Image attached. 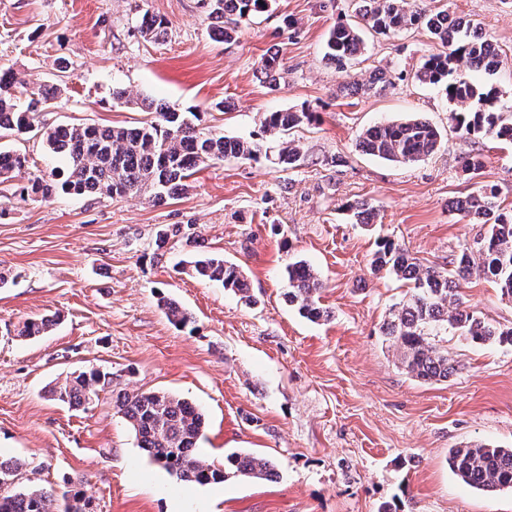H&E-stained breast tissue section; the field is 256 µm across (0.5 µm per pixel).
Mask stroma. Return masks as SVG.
<instances>
[{"label":"stroma","mask_w":512,"mask_h":512,"mask_svg":"<svg viewBox=\"0 0 512 512\" xmlns=\"http://www.w3.org/2000/svg\"><path fill=\"white\" fill-rule=\"evenodd\" d=\"M207 0H0V67L31 87L50 83L70 62L67 89L36 123L137 126L151 115L113 102L114 86L195 116L198 127L271 146L263 113L307 109L294 136L295 167L272 159L203 164L193 187L164 205L131 197L21 196L28 176L63 171L62 157L24 134L0 139L23 154L24 174L0 183V458L26 461L14 487L79 489L95 512H512V488L486 493L463 484L448 451L471 443L512 448V349L476 345L458 332L440 345L461 364L445 382L406 374L380 327L407 287L372 273L380 239L391 238L421 264L450 268L477 225L450 203L494 190L512 209V146L464 138L443 88L409 76L437 51L424 29L368 37L365 59L341 73L325 64L337 22H354L352 0H272L268 12L238 21L233 41L217 39ZM474 21L502 51L497 71L474 73L512 112V0H426ZM167 23L146 41L143 14ZM280 52L277 86L260 75ZM383 69L393 87L354 97L346 83ZM416 116L437 126L442 148L401 164L358 152L370 126ZM478 153V175L462 156ZM357 202L376 210L355 223ZM170 224L190 237L163 249ZM195 254L237 264L249 299L183 268ZM302 261L324 283L326 320L288 305L287 269ZM193 316L170 323L160 297ZM468 310L512 327V303L473 276L462 288ZM59 314L43 336L22 338L23 322ZM112 374L111 390L70 406L50 388L75 371ZM166 391L205 417L198 454L223 462L249 451L268 457L275 481L232 478L186 484L155 464L118 414L113 391Z\"/></svg>","instance_id":"1"}]
</instances>
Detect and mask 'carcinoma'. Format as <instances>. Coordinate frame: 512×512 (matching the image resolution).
I'll return each instance as SVG.
<instances>
[{
	"instance_id": "cac0c4a2",
	"label": "carcinoma",
	"mask_w": 512,
	"mask_h": 512,
	"mask_svg": "<svg viewBox=\"0 0 512 512\" xmlns=\"http://www.w3.org/2000/svg\"><path fill=\"white\" fill-rule=\"evenodd\" d=\"M270 0H209L208 19L212 30L226 41L236 34V23L267 10ZM358 23H338L329 32L323 60L345 71L364 55L365 35L386 36L413 28L427 30L440 49L422 58L413 73L420 83L442 85L448 100L458 105L452 113L460 136L493 138L512 143V117L498 111L497 91L479 86L470 71L494 72L501 64V51L471 20L453 16L446 10L433 12L419 7V0H358ZM141 36L157 40L166 34L165 22L146 15L139 24ZM284 71L277 53L264 57L260 72L270 85L277 84ZM390 83L387 73L377 69L367 85L353 81L347 91L356 95L364 89ZM61 89L55 85L30 88L10 70L0 69V136L23 135L33 131L36 114L54 105ZM112 99L155 114L153 120L134 128L67 124L50 127L42 139L52 153L65 155L63 176L51 172L27 179L29 196L49 198L60 192L93 194L100 197H139L164 204L190 188L189 179L201 164L224 159H255L262 146L256 142L220 133L203 132L182 113L162 103L138 102L128 89H112ZM311 114L301 111L266 112L261 119L264 134L285 136ZM441 132L430 122L412 117L381 123L362 132L356 143L359 151L397 163H414L438 151ZM300 148L287 141L277 154V164L292 167ZM25 156L0 150V178L9 180L26 167ZM494 192L481 191L452 202L455 210L480 230L452 260V268L425 267L390 238L381 240L371 266L385 270L411 285L408 299L392 308L381 326L399 351L400 364L413 378L446 381L460 370L458 362L430 342V337L448 328L460 332L475 344H495L512 348V327L501 328L462 308L461 288L477 273L492 282L500 298L512 302V214L500 211ZM201 279L219 282L241 294L246 284L238 267L218 256L195 257L187 262ZM288 305L300 315L317 322L328 317L319 306L324 284L318 274L302 262L288 266ZM160 306L177 327L191 322L179 303L165 297ZM57 324V317L44 316L23 323L19 335H43ZM112 386V374L99 370L73 372L50 389L52 399L80 404ZM117 412L128 422L139 447L151 459L175 473L187 484L223 482L232 477L269 480L275 466L255 453H231L217 465L200 457L196 443L204 425L203 413L174 394L159 391L118 392ZM26 462L13 458L0 461V481L14 480ZM448 467L464 484L486 492L512 488V448L473 444L448 451ZM0 512H94L92 501L77 490L58 499L41 488L9 493L0 497Z\"/></svg>"
}]
</instances>
